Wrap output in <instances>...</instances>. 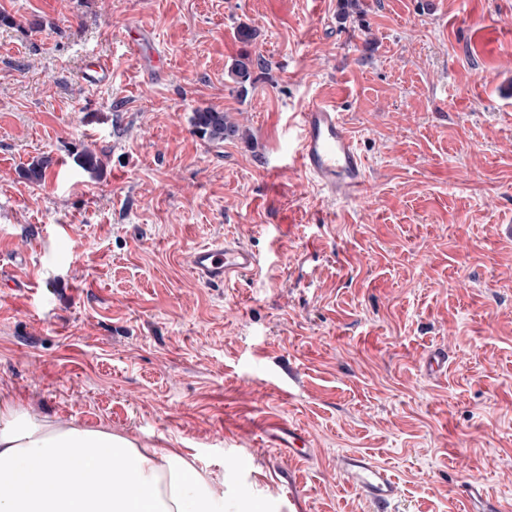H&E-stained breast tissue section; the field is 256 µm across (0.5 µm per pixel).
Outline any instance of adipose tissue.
I'll return each mask as SVG.
<instances>
[{"instance_id":"1","label":"adipose tissue","mask_w":512,"mask_h":512,"mask_svg":"<svg viewBox=\"0 0 512 512\" xmlns=\"http://www.w3.org/2000/svg\"><path fill=\"white\" fill-rule=\"evenodd\" d=\"M0 512H224L219 480L183 456L0 400Z\"/></svg>"}]
</instances>
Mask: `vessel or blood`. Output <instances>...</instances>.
<instances>
[{"label":"vessel or blood","instance_id":"b4317fda","mask_svg":"<svg viewBox=\"0 0 512 512\" xmlns=\"http://www.w3.org/2000/svg\"><path fill=\"white\" fill-rule=\"evenodd\" d=\"M125 47L144 73L164 76L165 53L147 28L128 27ZM297 127L298 150L292 165L331 200L349 202L364 197L369 190L366 160L335 105L310 102L299 113ZM190 263L200 282L213 285L247 275L257 267L258 260L251 249L227 238L194 248ZM276 445L304 458L309 454L310 439L298 425L291 424L277 437ZM336 467L346 483L372 504L373 512H388L398 496V483L389 468L356 452L339 456ZM464 495L478 512H500L499 503L487 497L480 482L469 483Z\"/></svg>","mask_w":512,"mask_h":512}]
</instances>
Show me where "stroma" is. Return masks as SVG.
Returning <instances> with one entry per match:
<instances>
[{
  "label": "stroma",
  "mask_w": 512,
  "mask_h": 512,
  "mask_svg": "<svg viewBox=\"0 0 512 512\" xmlns=\"http://www.w3.org/2000/svg\"><path fill=\"white\" fill-rule=\"evenodd\" d=\"M343 2L0 0V398L177 452L223 479L224 512H372L336 469L352 451L395 474L392 512H467L472 480L512 508V0ZM133 23L166 80L126 52ZM248 54L269 68L243 96ZM94 56L109 83L85 82ZM314 100L367 198L284 168ZM206 107L237 136L194 134ZM227 235L258 266L205 286L190 254ZM263 419L300 425L308 459Z\"/></svg>",
  "instance_id": "1"
}]
</instances>
